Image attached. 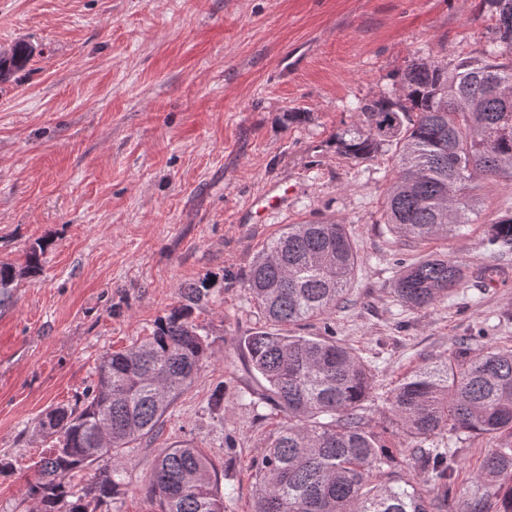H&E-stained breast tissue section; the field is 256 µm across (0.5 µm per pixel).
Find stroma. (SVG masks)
<instances>
[{"mask_svg": "<svg viewBox=\"0 0 512 512\" xmlns=\"http://www.w3.org/2000/svg\"><path fill=\"white\" fill-rule=\"evenodd\" d=\"M494 25L482 0H0V50L35 48L0 82V263L48 245L42 272L15 280L0 307V512L33 510L45 413L81 406L101 358L149 336L181 287L209 275L193 318L210 357L161 432L124 450L125 485L97 512H160L148 478L180 441L218 467L224 512H251L255 463L284 417L259 403L241 351L261 325L245 278L290 224H347L358 266L332 320L378 392L461 346L512 350V251L487 244L491 219L512 211V182H484L470 225L416 245L377 221L387 155L355 162L334 142L408 61L467 56ZM291 112L306 118L289 123ZM272 184L288 186L287 204L243 220ZM428 254L467 278L405 308L394 261ZM438 443L457 450L448 512H473L475 474L500 439Z\"/></svg>", "mask_w": 512, "mask_h": 512, "instance_id": "35a3bbf8", "label": "stroma"}]
</instances>
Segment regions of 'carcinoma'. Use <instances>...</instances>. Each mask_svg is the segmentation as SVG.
Instances as JSON below:
<instances>
[{
    "label": "carcinoma",
    "mask_w": 512,
    "mask_h": 512,
    "mask_svg": "<svg viewBox=\"0 0 512 512\" xmlns=\"http://www.w3.org/2000/svg\"><path fill=\"white\" fill-rule=\"evenodd\" d=\"M497 16L492 37L473 56L417 59L398 74V95L361 102L359 123L337 138L348 159L391 154L378 224L424 244L471 223L477 179L512 181V0H485ZM19 42L0 52V79L28 62ZM488 241L512 248V215L491 222ZM46 244L31 247L21 265L0 263V305L20 276L42 270ZM346 225L290 224L253 262L246 283L263 326L244 340L247 367L265 381L259 402L285 422L256 465L253 512H447L454 498L455 452L424 448L425 474L403 472L387 450L389 436L428 440L443 433L512 435V351L462 348L447 361L404 377L384 397L392 427L371 426L365 403L376 397L374 373L335 339L330 318L344 303L357 268ZM394 283L411 309L431 306L461 286L466 268L448 259H402ZM213 284L182 288L183 303L159 318L151 336L103 357L82 408L57 407L39 423L52 438L29 492L39 512H96L124 484L122 449L157 434L177 398L207 358L205 328L194 306ZM320 317L324 336L291 334L288 326ZM105 462L86 487L67 476ZM477 481L474 512H512V445L493 448ZM160 512H224L218 469L190 443L159 450L148 484Z\"/></svg>",
    "instance_id": "cac0c4a2"
}]
</instances>
